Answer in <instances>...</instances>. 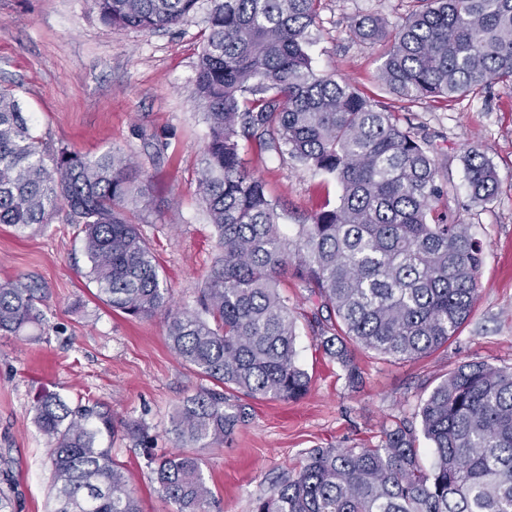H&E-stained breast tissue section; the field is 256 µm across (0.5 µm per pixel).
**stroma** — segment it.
Listing matches in <instances>:
<instances>
[{
    "label": "stroma",
    "mask_w": 512,
    "mask_h": 512,
    "mask_svg": "<svg viewBox=\"0 0 512 512\" xmlns=\"http://www.w3.org/2000/svg\"><path fill=\"white\" fill-rule=\"evenodd\" d=\"M414 7V0H322L309 54L317 73L382 101L431 145L447 183L448 211L470 225L482 251L478 300L447 348L428 357L385 362L355 351L362 376L356 386L310 327L314 302L307 291L295 279L282 281L280 292L297 312L296 347L311 388L297 401L250 400L247 425L223 446L200 449L222 512H252L254 499L282 473L298 471L309 449L377 445L383 427L412 418L462 362L512 368V84L495 81L451 103L401 100L381 89V48L360 42L350 24L375 15L395 26ZM209 12V0H198L179 25L144 33L107 27L92 0H0V86L14 92L47 149H117L134 159L148 185L137 206L140 231L173 304L190 310L215 239L196 178L208 129L193 96ZM472 147L496 169L493 203L470 198L464 156ZM247 159L283 208L288 234L338 197L332 176L288 155L252 151ZM88 267L83 234L69 223L66 206L23 235L0 224V281L38 284L49 326L41 340L0 334V456L14 462L16 512L54 507L50 446L34 422L35 397L45 388L71 403L93 396L116 420L142 423L144 442L115 439L112 456L125 466L142 512H173L151 480L147 457L174 452L172 412L206 381L169 349L161 317L131 319L99 299Z\"/></svg>",
    "instance_id": "stroma-1"
}]
</instances>
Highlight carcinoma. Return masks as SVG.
Returning <instances> with one entry per match:
<instances>
[{"label": "carcinoma", "mask_w": 512, "mask_h": 512, "mask_svg": "<svg viewBox=\"0 0 512 512\" xmlns=\"http://www.w3.org/2000/svg\"><path fill=\"white\" fill-rule=\"evenodd\" d=\"M198 0H94L112 29L152 32L180 24ZM194 97L208 137L198 186L215 230L216 255L197 288V308L171 304L153 248L132 205L145 194L119 150L50 152L15 95L0 88V224L49 223L60 204L82 226L86 276L112 310L163 316L173 353L212 383L172 416L179 451L150 458L174 512H220L197 448L224 445L249 421L245 396L297 400L310 377L296 349V322L279 292L292 274L318 302L322 347L359 381L354 348L384 359L426 357L453 338L479 293L481 251L470 225L448 221L447 191L433 149L401 117L345 81L320 75L308 46L320 0H210ZM388 28L364 17L352 28L382 48L376 80L408 101H451L493 81L512 83V0H420ZM287 153L336 179L340 195L282 232L278 204L248 168L244 146ZM471 199L498 194L479 148L464 157ZM40 289L0 282V332L44 331ZM419 425L381 431L373 448H312L252 512H512V370L463 362L420 405ZM35 422L48 437L54 512H142L112 458V410L68 404L45 390ZM433 464L420 461L418 441Z\"/></svg>", "instance_id": "cac0c4a2"}]
</instances>
